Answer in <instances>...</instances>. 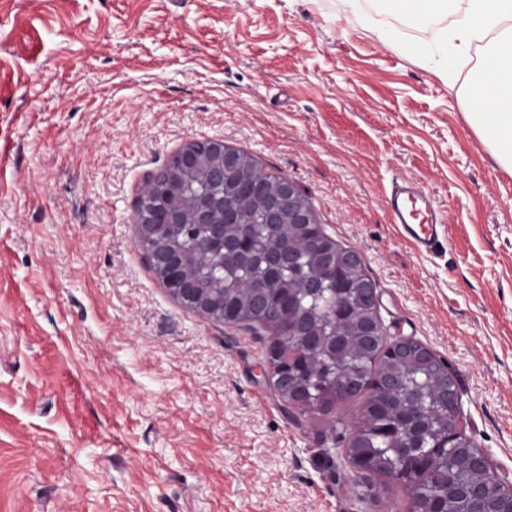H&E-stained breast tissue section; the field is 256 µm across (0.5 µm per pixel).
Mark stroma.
I'll return each mask as SVG.
<instances>
[{
	"instance_id": "obj_1",
	"label": "stroma",
	"mask_w": 512,
	"mask_h": 512,
	"mask_svg": "<svg viewBox=\"0 0 512 512\" xmlns=\"http://www.w3.org/2000/svg\"><path fill=\"white\" fill-rule=\"evenodd\" d=\"M39 28L31 61L16 16ZM340 0H0V512H409L353 471L330 414H284L269 331L173 300L132 222L138 189L199 140L293 183L375 283L385 334L448 363L465 435L512 485V168L460 89ZM431 196L450 244L391 224L393 180Z\"/></svg>"
}]
</instances>
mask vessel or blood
<instances>
[{"label":"vessel or blood","mask_w":512,"mask_h":512,"mask_svg":"<svg viewBox=\"0 0 512 512\" xmlns=\"http://www.w3.org/2000/svg\"><path fill=\"white\" fill-rule=\"evenodd\" d=\"M14 29L20 46L29 59L41 54V42L25 20H16ZM387 212L399 235L418 253L434 254L449 241L445 224L440 220L434 200L409 181L394 183L386 197Z\"/></svg>","instance_id":"b4317fda"}]
</instances>
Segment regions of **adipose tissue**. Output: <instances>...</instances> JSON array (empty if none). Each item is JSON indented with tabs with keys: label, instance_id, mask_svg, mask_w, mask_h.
<instances>
[{
	"label": "adipose tissue",
	"instance_id": "ef3b65f1",
	"mask_svg": "<svg viewBox=\"0 0 512 512\" xmlns=\"http://www.w3.org/2000/svg\"><path fill=\"white\" fill-rule=\"evenodd\" d=\"M355 15L365 4L389 8L421 28H432L438 74L471 64L463 90L477 133L512 168V0H342Z\"/></svg>",
	"mask_w": 512,
	"mask_h": 512
}]
</instances>
